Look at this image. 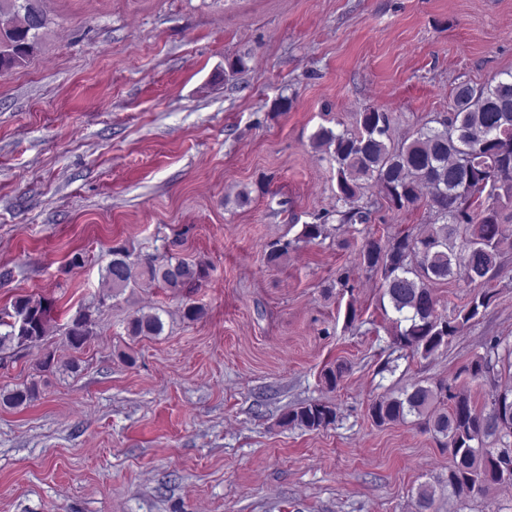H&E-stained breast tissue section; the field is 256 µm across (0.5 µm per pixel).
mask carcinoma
<instances>
[{
	"mask_svg": "<svg viewBox=\"0 0 512 512\" xmlns=\"http://www.w3.org/2000/svg\"><path fill=\"white\" fill-rule=\"evenodd\" d=\"M48 17L39 0H0V75L23 64L38 50ZM313 145L331 152L336 162V215L345 224H366L369 212L358 205L363 179L381 186L397 210L418 204L428 191L426 205L434 223L418 234H393L384 243L368 240L359 251V266L380 275L382 297L393 317V344L427 356L448 343L488 308L492 295L475 293L452 317L438 313L432 284L464 279L484 284L494 275L500 258L501 194L512 196V73L475 87L461 83L453 89L451 112L436 125L419 129L410 143L391 144L390 120L375 109L359 113V129L335 133L321 128ZM494 194L486 196V188ZM291 242L273 246L266 254L271 267L281 264ZM105 268L107 287H157L179 294L195 288L204 277L202 266L173 256L132 258L123 245L112 247ZM53 302L29 296L0 309V361L16 350L39 349L51 322ZM91 313L78 311L65 336L75 349L89 336ZM163 322L156 313H142L129 323V334L157 336ZM472 381H490L494 391L476 407L457 381L433 386L414 384L396 397L372 403L370 416L378 425L400 422L409 415L428 416L434 438L448 448V473L418 487L416 512L434 510L436 491L457 498L485 495L495 485L512 484V413L501 414L497 404L512 406V346L499 338L486 344L485 354L468 367ZM37 397L25 386L0 392V404L20 407ZM336 421V408L311 402L283 415L285 425L319 431Z\"/></svg>",
	"mask_w": 512,
	"mask_h": 512,
	"instance_id": "cac0c4a2",
	"label": "carcinoma"
}]
</instances>
